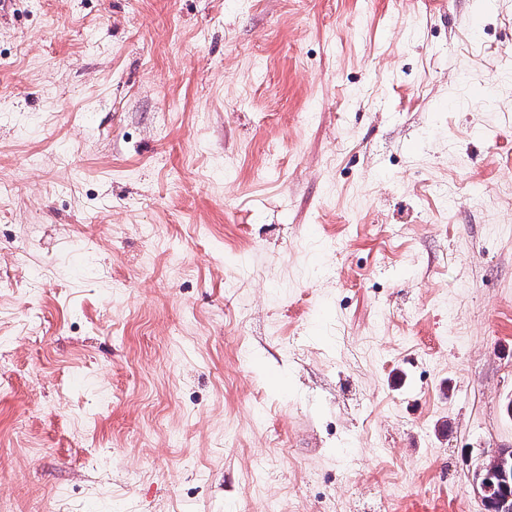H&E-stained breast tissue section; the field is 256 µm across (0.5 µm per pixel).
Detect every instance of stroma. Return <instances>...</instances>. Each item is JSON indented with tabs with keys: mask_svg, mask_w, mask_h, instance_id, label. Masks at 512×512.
I'll return each mask as SVG.
<instances>
[{
	"mask_svg": "<svg viewBox=\"0 0 512 512\" xmlns=\"http://www.w3.org/2000/svg\"><path fill=\"white\" fill-rule=\"evenodd\" d=\"M507 70L512 0H0V512H487Z\"/></svg>",
	"mask_w": 512,
	"mask_h": 512,
	"instance_id": "35a3bbf8",
	"label": "stroma"
}]
</instances>
